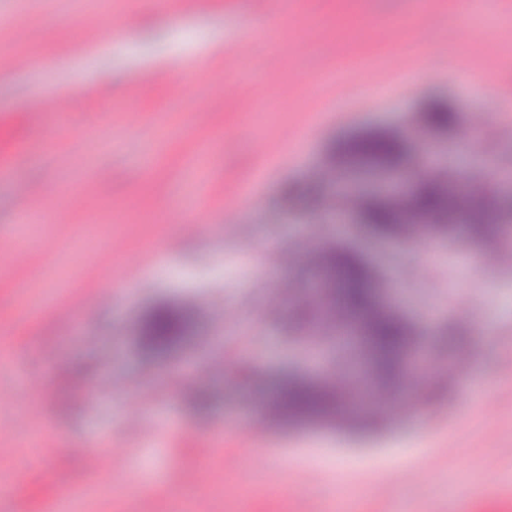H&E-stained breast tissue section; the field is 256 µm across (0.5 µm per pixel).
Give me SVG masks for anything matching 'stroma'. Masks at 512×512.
I'll return each mask as SVG.
<instances>
[{
    "label": "stroma",
    "mask_w": 512,
    "mask_h": 512,
    "mask_svg": "<svg viewBox=\"0 0 512 512\" xmlns=\"http://www.w3.org/2000/svg\"><path fill=\"white\" fill-rule=\"evenodd\" d=\"M90 10L102 31L86 43ZM0 15L26 31L0 28V446L12 451L0 512H59L69 497L80 512L129 498L139 512H275L293 496L301 512H460L459 489L512 494V265L496 262L499 243L467 245L452 266L353 231L352 203L333 194L320 207L283 197L320 184L332 146L370 128L409 138L411 173L468 170L475 151L512 169V139L484 137L512 126V0L475 18L467 0H0ZM251 25L266 36L235 60ZM17 54L40 67H15ZM480 86L495 111L478 106ZM434 95L453 101L457 127L422 125ZM57 96L67 116H31V99ZM88 181L97 192L77 206ZM328 241L385 270L401 312L435 329L416 347L428 385L396 386L372 434L268 419L275 373L320 370L298 314L308 256ZM159 301L196 325L150 360L141 324ZM455 319L464 339L444 331ZM198 389L216 396L211 412L193 407ZM114 448L117 471L89 467L87 453ZM258 461L255 492L242 474Z\"/></svg>",
    "instance_id": "35a3bbf8"
}]
</instances>
